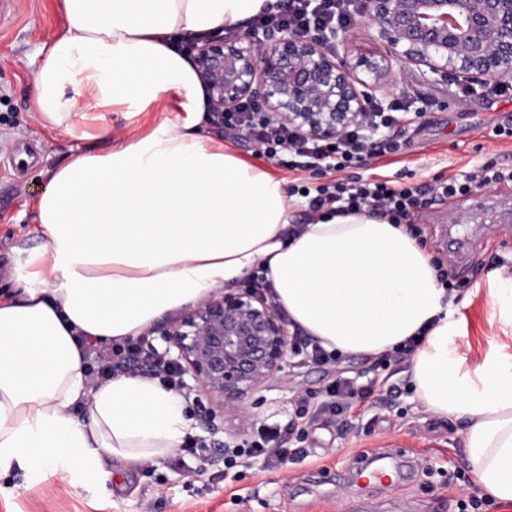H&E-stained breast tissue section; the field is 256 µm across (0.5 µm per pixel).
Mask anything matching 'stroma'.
Segmentation results:
<instances>
[{"instance_id": "stroma-1", "label": "stroma", "mask_w": 512, "mask_h": 512, "mask_svg": "<svg viewBox=\"0 0 512 512\" xmlns=\"http://www.w3.org/2000/svg\"><path fill=\"white\" fill-rule=\"evenodd\" d=\"M64 26L56 0H17L14 14L0 22V291L15 287L29 249L44 238L35 220V203L46 186L48 170L67 164L86 147L104 151L126 137L130 128L122 113H110L107 132L86 122L83 133L43 128L35 119L33 72L42 48L51 44ZM395 96L407 112L401 121L407 145L387 158H367L351 168L354 176L408 174L424 182L432 175L465 174L495 159L512 165V141H495L493 127L512 121V99L475 88L459 94L452 78L423 84L417 70L401 67ZM214 140L234 147L246 161L268 166L285 178L288 190L313 185L312 173L289 171L261 157L259 145L245 132L207 124ZM482 209L459 196L434 201L416 211L412 221L422 230L424 243L441 262L449 261L446 227L468 221L471 246L455 273L470 283L466 307L455 317L461 334L460 353L478 362L501 350L512 355V325L503 322L489 292L492 274L512 268V184L480 190ZM393 375L401 395L388 405L387 394L375 391L374 402L357 404L346 424L322 423L309 430L311 454L303 462L281 469L239 468L235 479L224 477L223 466L201 475L171 468L168 463L139 467L128 474H112L95 486L48 473L27 479L14 470L0 477V512H457L456 492L448 488L449 475L467 474L463 422L441 419L416 397L407 373L408 358L391 353ZM373 359L340 356L335 367L311 362L295 364L289 380L277 379L242 402L224 410V428L212 431L193 399H185L196 422V438L209 452L223 457L225 443L247 431L241 418L262 421L291 417L293 397L322 388L336 374L369 379ZM410 466L408 475L360 489L353 474L366 461Z\"/></svg>"}]
</instances>
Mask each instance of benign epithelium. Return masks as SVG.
I'll return each mask as SVG.
<instances>
[{
  "mask_svg": "<svg viewBox=\"0 0 512 512\" xmlns=\"http://www.w3.org/2000/svg\"><path fill=\"white\" fill-rule=\"evenodd\" d=\"M382 51L356 52L351 30ZM343 55L322 34L253 32L193 47L213 111L248 100L275 122L332 139L366 111L372 90L397 89L395 65L423 81L456 74L471 85L512 79V0H358L356 19L335 33ZM185 387L214 427L224 405L244 399L292 366L295 340L281 313L253 288L213 294L160 333Z\"/></svg>",
  "mask_w": 512,
  "mask_h": 512,
  "instance_id": "benign-epithelium-1",
  "label": "benign epithelium"
}]
</instances>
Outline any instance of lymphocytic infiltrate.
Masks as SVG:
<instances>
[{"label": "lymphocytic infiltrate", "mask_w": 512, "mask_h": 512, "mask_svg": "<svg viewBox=\"0 0 512 512\" xmlns=\"http://www.w3.org/2000/svg\"><path fill=\"white\" fill-rule=\"evenodd\" d=\"M357 0H288L278 13H264L250 22L261 34L290 30L296 33H323L326 48H335L333 31L350 26L356 16ZM400 103L370 102L367 112L333 140L316 138L287 124L263 117L254 105L224 115L225 126L245 131L273 161H286L289 170L320 173L323 183L307 189L310 215L368 213L398 223L412 211L425 208L432 200L471 194L475 189L512 183V168L488 162L462 177H433L423 185H398L394 181L347 176L363 155L384 157L398 152L400 144L390 131L398 123ZM83 360L91 385L120 376H141L163 388L182 393L181 377L165 351L158 348L153 332L84 350ZM374 383L360 384L336 376L317 393L298 394L292 418L254 425L248 437L236 447L225 449L224 467L233 469L244 462L264 469H278L305 460L306 429L318 420L343 421L355 403L370 399Z\"/></svg>", "instance_id": "obj_1"}]
</instances>
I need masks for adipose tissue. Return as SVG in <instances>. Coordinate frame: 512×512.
Masks as SVG:
<instances>
[{"label": "adipose tissue", "instance_id": "1", "mask_svg": "<svg viewBox=\"0 0 512 512\" xmlns=\"http://www.w3.org/2000/svg\"><path fill=\"white\" fill-rule=\"evenodd\" d=\"M57 5L66 25L33 79L42 127L71 132L112 112L130 120L162 99L179 117L49 171L36 207L46 244L29 251L17 288L0 294V474L91 482L108 458L126 468L166 459L195 432L181 399L131 376L88 390L80 340L138 335L261 274L326 348L377 357L424 334L409 368L419 399L464 422L476 487L512 505V361L471 365L459 354V305L424 245L405 225L364 214L294 227L285 179L200 130L208 96L179 42L286 0Z\"/></svg>", "mask_w": 512, "mask_h": 512}]
</instances>
